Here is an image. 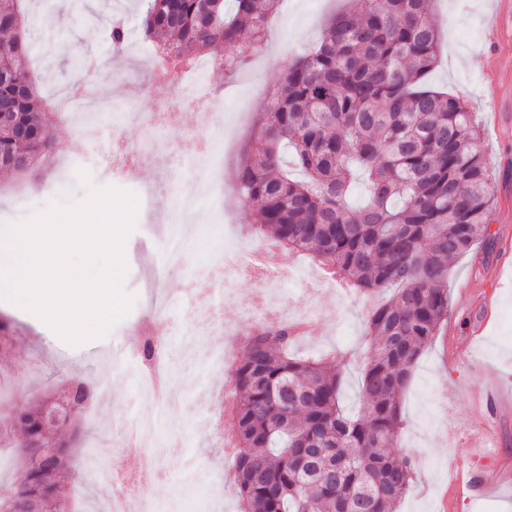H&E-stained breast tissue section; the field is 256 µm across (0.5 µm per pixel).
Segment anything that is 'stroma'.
<instances>
[{
  "label": "stroma",
  "mask_w": 512,
  "mask_h": 512,
  "mask_svg": "<svg viewBox=\"0 0 512 512\" xmlns=\"http://www.w3.org/2000/svg\"><path fill=\"white\" fill-rule=\"evenodd\" d=\"M498 0H436L434 17L442 31L439 59L429 76L432 85L448 90L476 112L481 127V147L495 171L496 207L489 241L457 259L448 277V325L420 357L402 397L403 428L396 450L415 463L411 487L398 512H512V486L477 500L466 485L448 475L449 463L462 471H479L512 460V414L493 419V444L470 448L466 439L488 419L487 393L512 400V112L492 120L493 104L476 96V88H489L503 98L512 97V26L488 24ZM62 0H22L29 23L31 51L28 65L39 77L40 94L54 95L65 88L74 73L68 60L78 54L96 55L115 62L109 74L111 100L121 101L128 112L118 132L101 131L104 146L120 138L140 155L129 171L115 166L103 174L95 161L82 156L69 163L78 141L75 127L56 109H47L44 121L58 142L57 151L42 157L25 176L0 170V226L22 219L49 200L78 199L85 190L76 171L88 169L94 184L134 191L141 202L135 231L125 247L127 293L137 301L129 315L110 335L80 347L62 342L40 319L0 299V314L13 321L12 332L0 339V413L19 401L43 395L62 396L70 379L80 375L95 381L100 402L79 417L78 439L97 446L103 471H120L124 458L115 444L131 416L157 421L156 447L162 453L157 465L163 477L141 488L159 512H207L203 506L212 483L230 469L224 440L214 430L235 389L231 372L198 373L199 361L170 327L155 316L156 301H165L170 318H178V303L185 275H208L201 257L169 254L166 233L176 222L178 197L203 183L197 159V136L208 128H224V165L219 186L196 200V214L207 223H219L227 242L252 239L255 215L238 196L234 174L248 157V141L259 116L266 112L269 96L279 84L284 68L304 46L318 41L324 22L345 8L346 0H281L269 33L273 58L263 67L247 63L229 75L209 68L205 88L216 97L211 113L186 112L180 124L155 126L148 114L176 96L174 88L154 82L148 59L139 50H122L104 39L102 29H89L92 16L124 18L128 29L140 23V0H100L92 10L80 0L77 11L61 10ZM280 264L297 269L299 278L279 290L283 305L293 311H314L315 329L297 344L299 355L335 348L363 355L365 323L363 303L339 288L310 291L303 276L316 273L312 258L294 253L279 256ZM254 287L239 281L230 300H218L221 322L233 358H240L247 325L240 316L252 309ZM485 322L483 336L468 342L470 330ZM163 335L168 341L166 364L178 368L183 381L179 405H170L167 390L144 396V378L137 352L144 333ZM182 433L187 454L164 450L171 429ZM65 489L74 496L79 512H109L120 495V484L88 473L84 456H76L63 473Z\"/></svg>",
  "instance_id": "obj_1"
}]
</instances>
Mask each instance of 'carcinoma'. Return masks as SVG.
Masks as SVG:
<instances>
[{"label": "carcinoma", "instance_id": "carcinoma-1", "mask_svg": "<svg viewBox=\"0 0 512 512\" xmlns=\"http://www.w3.org/2000/svg\"><path fill=\"white\" fill-rule=\"evenodd\" d=\"M143 40L178 67L218 45L216 67L239 70L242 49L260 51L280 0H143ZM320 41L298 54L273 92L238 170V193L255 212V233L306 252L369 305L360 403L340 404L346 365L336 354L291 353L296 328L253 327L233 368L232 458L242 512H397L414 461L392 451L401 393L424 349L448 323V273L457 257L491 236L493 171L467 104L424 82L439 30L433 0H353ZM0 156L28 172L57 145L27 68L30 44L21 0H0ZM365 204L352 209L357 173ZM79 414L95 386L71 381ZM31 444L47 443L40 404L14 416ZM3 491L46 512L68 501L57 475L25 460Z\"/></svg>", "mask_w": 512, "mask_h": 512}]
</instances>
